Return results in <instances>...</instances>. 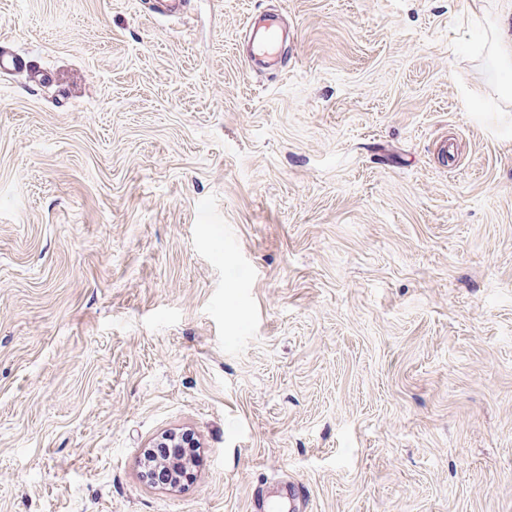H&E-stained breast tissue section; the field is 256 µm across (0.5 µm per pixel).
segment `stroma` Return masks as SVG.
<instances>
[{
  "mask_svg": "<svg viewBox=\"0 0 512 512\" xmlns=\"http://www.w3.org/2000/svg\"><path fill=\"white\" fill-rule=\"evenodd\" d=\"M152 3L0 0V512H512V0ZM248 25L252 32V46L246 64L253 71L263 69L270 64L281 43L288 40V31L274 19L258 23L251 20ZM153 448H185L170 456H160L153 450L145 459L144 476L152 483L177 485L190 478V468L194 460L190 448H198L194 437L189 433L164 435ZM147 462V465H146ZM261 512H300L303 509V498L299 488L294 487L288 493L271 491L259 500Z\"/></svg>",
  "mask_w": 512,
  "mask_h": 512,
  "instance_id": "obj_1",
  "label": "stroma"
}]
</instances>
